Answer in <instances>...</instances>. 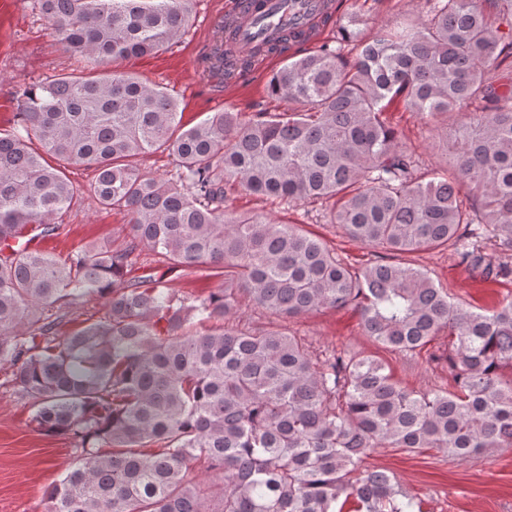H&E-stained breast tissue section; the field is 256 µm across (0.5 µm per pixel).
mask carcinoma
<instances>
[{
	"mask_svg": "<svg viewBox=\"0 0 512 512\" xmlns=\"http://www.w3.org/2000/svg\"><path fill=\"white\" fill-rule=\"evenodd\" d=\"M490 2L506 29L478 0H425L426 21L371 37L352 12L336 39L272 74L284 111L244 121L226 109L183 129L163 87L109 63L167 49L194 0H38L87 63L22 84L17 129L0 136V365L31 401L34 430L79 451L46 491L47 512H415L386 471L361 469L365 457L432 448L463 462L512 448V300L475 312L409 262L355 270L296 224L225 206L236 187L332 200L330 223L364 245L450 247L486 279L512 278V0ZM235 40L234 27L216 30L211 67L224 70ZM470 106L446 135L449 166L418 176L387 114L433 123ZM159 151L176 161L168 178L134 164ZM73 165L94 170L101 207L128 217L122 246L62 259L26 245L60 234ZM154 260L220 270L224 288L177 300ZM93 294L106 298L103 316L58 335L48 311ZM242 295L282 319L351 307L365 335L404 355L446 329L448 350L427 360L446 359L451 388L410 390L377 357L318 352L275 324L242 329ZM195 461L222 485L194 481Z\"/></svg>",
	"mask_w": 512,
	"mask_h": 512,
	"instance_id": "cac0c4a2",
	"label": "carcinoma"
}]
</instances>
